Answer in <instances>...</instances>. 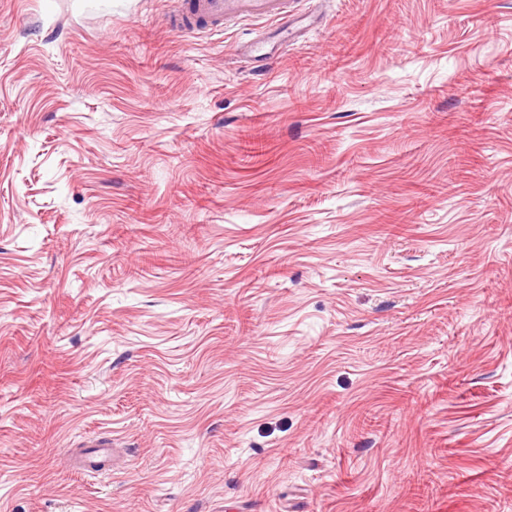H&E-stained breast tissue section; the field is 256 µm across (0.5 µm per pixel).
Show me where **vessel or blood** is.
<instances>
[{"mask_svg": "<svg viewBox=\"0 0 512 512\" xmlns=\"http://www.w3.org/2000/svg\"><path fill=\"white\" fill-rule=\"evenodd\" d=\"M264 18L272 26L252 41L248 49L253 57L265 54L270 39L288 24V0H183L174 16L176 26L184 29L221 28L241 18ZM87 452L78 462L84 471H93L110 454L113 442L109 438H94L85 443Z\"/></svg>", "mask_w": 512, "mask_h": 512, "instance_id": "1", "label": "vessel or blood"}]
</instances>
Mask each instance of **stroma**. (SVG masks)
Masks as SVG:
<instances>
[{
	"instance_id": "1",
	"label": "stroma",
	"mask_w": 512,
	"mask_h": 512,
	"mask_svg": "<svg viewBox=\"0 0 512 512\" xmlns=\"http://www.w3.org/2000/svg\"><path fill=\"white\" fill-rule=\"evenodd\" d=\"M176 7L0 0V512H512V0ZM174 16L177 27L184 29L223 28L235 20L251 17L279 22L268 28L247 48L257 58L266 55L265 46L288 28V0H183ZM266 57H263L265 59ZM80 448H89L87 454L78 457V463L85 472L97 471L94 466L104 461L111 452L114 455V443L111 438H94L83 442Z\"/></svg>"
}]
</instances>
